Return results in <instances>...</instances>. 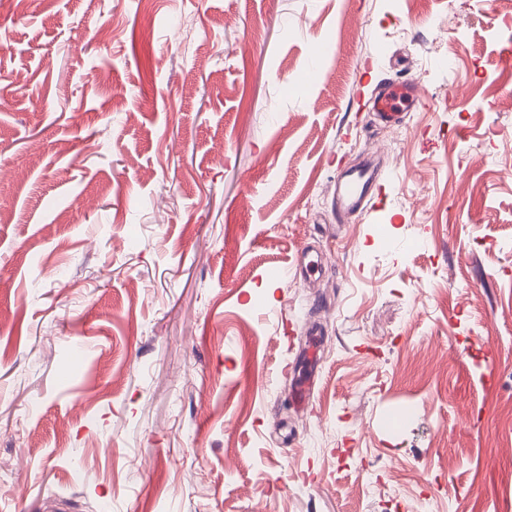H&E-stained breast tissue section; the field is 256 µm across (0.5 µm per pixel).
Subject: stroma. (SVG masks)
I'll use <instances>...</instances> for the list:
<instances>
[{
	"instance_id": "stroma-1",
	"label": "stroma",
	"mask_w": 512,
	"mask_h": 512,
	"mask_svg": "<svg viewBox=\"0 0 512 512\" xmlns=\"http://www.w3.org/2000/svg\"><path fill=\"white\" fill-rule=\"evenodd\" d=\"M511 45L512 0L0 7V512H512ZM419 102L416 83L412 79L399 85L387 84L380 87L373 99V111L387 122H395L400 112L410 109ZM384 188L381 175L372 166L343 169L336 182L337 207L340 214L360 210L364 203ZM315 343L305 353L303 364L298 372V380L295 387V399L299 406L304 407L308 403L310 386L317 374V360L315 355Z\"/></svg>"
}]
</instances>
